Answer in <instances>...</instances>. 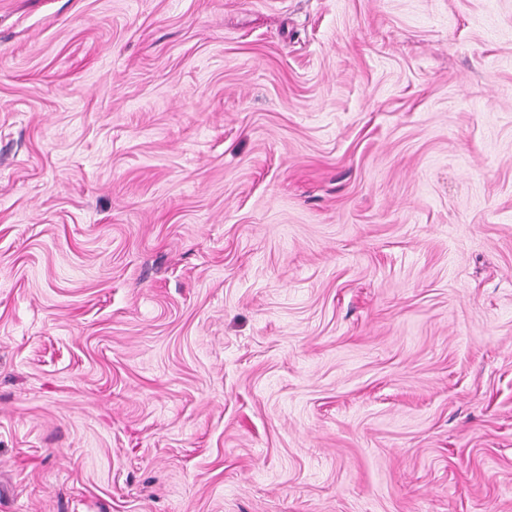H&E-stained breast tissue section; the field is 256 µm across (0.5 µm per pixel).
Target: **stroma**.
Returning a JSON list of instances; mask_svg holds the SVG:
<instances>
[{
  "instance_id": "obj_1",
  "label": "stroma",
  "mask_w": 512,
  "mask_h": 512,
  "mask_svg": "<svg viewBox=\"0 0 512 512\" xmlns=\"http://www.w3.org/2000/svg\"><path fill=\"white\" fill-rule=\"evenodd\" d=\"M0 512H512V0H0Z\"/></svg>"
}]
</instances>
